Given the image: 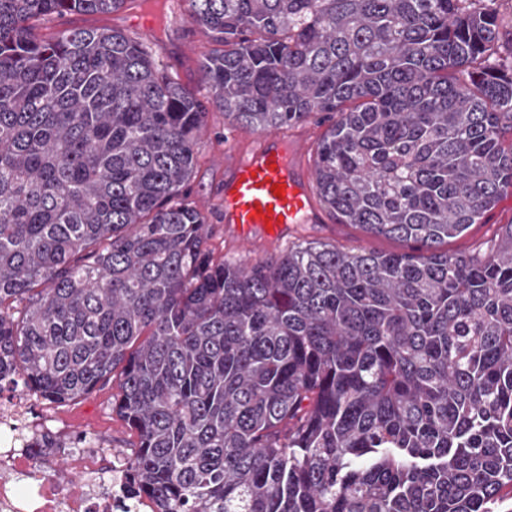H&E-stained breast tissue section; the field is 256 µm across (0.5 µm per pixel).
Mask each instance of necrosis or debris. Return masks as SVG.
<instances>
[{"label":"necrosis or debris","mask_w":512,"mask_h":512,"mask_svg":"<svg viewBox=\"0 0 512 512\" xmlns=\"http://www.w3.org/2000/svg\"><path fill=\"white\" fill-rule=\"evenodd\" d=\"M31 414L23 394L0 399V512H157L148 498L127 504L120 490L122 465L100 464L103 445L81 448L68 456L64 468L46 475L24 447L21 429Z\"/></svg>","instance_id":"1"}]
</instances>
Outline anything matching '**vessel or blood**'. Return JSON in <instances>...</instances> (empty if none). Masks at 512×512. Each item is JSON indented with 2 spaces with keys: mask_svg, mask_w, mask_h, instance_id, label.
Here are the masks:
<instances>
[{
  "mask_svg": "<svg viewBox=\"0 0 512 512\" xmlns=\"http://www.w3.org/2000/svg\"><path fill=\"white\" fill-rule=\"evenodd\" d=\"M305 142L277 132L233 134L224 144L219 210L242 249L261 237L279 247L296 224H322L314 174L302 161Z\"/></svg>",
  "mask_w": 512,
  "mask_h": 512,
  "instance_id": "vessel-or-blood-1",
  "label": "vessel or blood"
}]
</instances>
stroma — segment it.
Returning a JSON list of instances; mask_svg holds the SVG:
<instances>
[{"mask_svg":"<svg viewBox=\"0 0 512 512\" xmlns=\"http://www.w3.org/2000/svg\"><path fill=\"white\" fill-rule=\"evenodd\" d=\"M185 9L184 0H165V16L158 21L150 6L142 4L141 0H129L126 8L116 13L52 18L48 28L52 31L114 28L134 34L141 25H153L156 28V40L152 49L156 58L167 66L183 87L204 101L208 99L209 93L202 78L199 60L211 44L198 27L188 22ZM229 132L223 112L210 109L199 163L187 186L190 201L198 205H205L219 192V158L224 149V137ZM510 222L512 197L509 196L486 214L483 223L474 225L465 236L450 240L447 249L451 252H471L493 237L499 225ZM288 242L292 245L322 242L355 251L399 252L405 248L404 243L367 235L354 225L341 224L334 219L324 224H304L290 230ZM206 244L215 254L234 262L255 263L273 255L272 250L259 241L253 244L251 250H240L234 241L227 238L223 224L213 213L208 216ZM117 391L115 383L107 382L86 397L66 405L51 404L39 399L34 404V418L47 432L64 436L81 433L103 444L107 453L124 456L134 448L137 437L112 410V396Z\"/></svg>","mask_w":512,"mask_h":512,"instance_id":"1","label":"stroma"}]
</instances>
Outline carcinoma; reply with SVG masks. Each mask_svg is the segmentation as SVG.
I'll list each match as a JSON object with an SVG mask.
<instances>
[{
	"mask_svg": "<svg viewBox=\"0 0 512 512\" xmlns=\"http://www.w3.org/2000/svg\"><path fill=\"white\" fill-rule=\"evenodd\" d=\"M127 0H0V389L118 379L126 497L160 512H512V55L496 0H185L208 101L321 115L314 178L400 253L238 264L187 199L207 107L150 43L36 30ZM512 220V197L501 200L484 218L485 224H475L463 237L451 239L443 249L450 252L469 253L487 239L493 237L499 224H509Z\"/></svg>",
	"mask_w": 512,
	"mask_h": 512,
	"instance_id": "obj_1",
	"label": "carcinoma"
}]
</instances>
